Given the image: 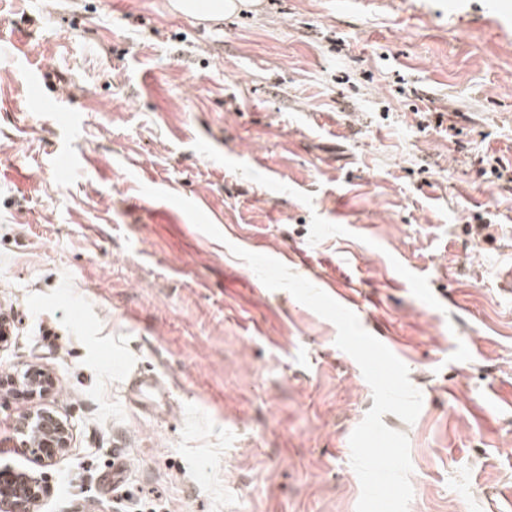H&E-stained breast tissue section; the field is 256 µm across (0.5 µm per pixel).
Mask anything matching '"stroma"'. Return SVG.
Masks as SVG:
<instances>
[{
  "label": "stroma",
  "instance_id": "1",
  "mask_svg": "<svg viewBox=\"0 0 512 512\" xmlns=\"http://www.w3.org/2000/svg\"><path fill=\"white\" fill-rule=\"evenodd\" d=\"M0 0V469L34 512H356L349 438L374 401L335 325L229 250L351 289L423 396L409 512H512V0ZM455 124L426 125L427 112ZM223 233L171 241L161 201ZM155 379L159 398L129 376ZM70 427L12 444L29 407ZM475 488L474 497L462 495ZM249 1L253 0H208V2L182 0V2H178L174 7H176L179 12L187 15H194L199 9L205 7L210 11L219 14L218 16L223 17L226 14L231 15L241 11L242 9H247L249 5H254L245 3ZM54 386L52 376L44 369L31 367L20 381L14 377H0V390L10 393L12 396L34 401L49 393ZM35 431L41 436L38 445L33 447L39 459L50 465L70 444V428L57 415L48 410L29 411L16 428L15 443L19 447L30 448L27 435Z\"/></svg>",
  "mask_w": 512,
  "mask_h": 512
}]
</instances>
